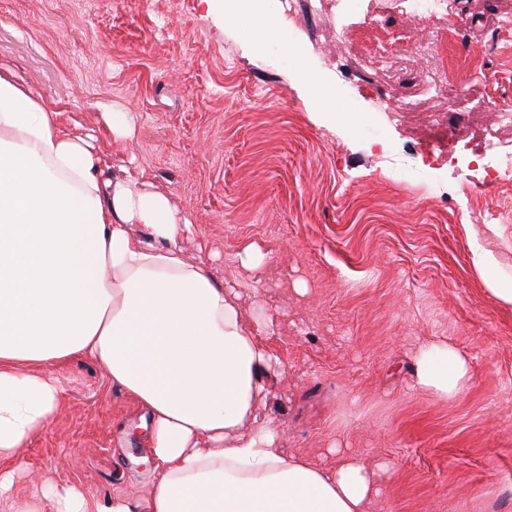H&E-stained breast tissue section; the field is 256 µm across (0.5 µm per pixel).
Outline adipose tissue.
Instances as JSON below:
<instances>
[{
	"mask_svg": "<svg viewBox=\"0 0 512 512\" xmlns=\"http://www.w3.org/2000/svg\"><path fill=\"white\" fill-rule=\"evenodd\" d=\"M145 236H135L132 225ZM193 226L144 175L112 172L94 134L64 129L0 65V460L40 435L64 388L50 367L86 356L147 413L145 497L58 495L54 512H385L387 473L347 448L287 455L255 408L284 370L271 319L178 246ZM417 387L453 400L470 366L422 347Z\"/></svg>",
	"mask_w": 512,
	"mask_h": 512,
	"instance_id": "1",
	"label": "adipose tissue"
}]
</instances>
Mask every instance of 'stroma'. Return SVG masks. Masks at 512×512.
I'll return each instance as SVG.
<instances>
[{"label":"stroma","instance_id":"1","mask_svg":"<svg viewBox=\"0 0 512 512\" xmlns=\"http://www.w3.org/2000/svg\"><path fill=\"white\" fill-rule=\"evenodd\" d=\"M512 0H454L452 24L418 40L382 0L378 21L349 12V42L314 12L255 46L254 16L205 0H0V62L12 65L75 133L111 135L101 112L131 113L110 163L143 173L194 226L184 258L240 294L246 322L270 316L286 368L258 403L284 452L334 444L389 464L392 512H512V305L482 260L512 282V185L482 184L474 155L512 166L462 132L512 111V41L492 17ZM422 114L392 120L389 90ZM471 90L472 102L448 93ZM408 173L390 178L381 156ZM262 263L245 265V250ZM445 342L470 363L457 399L418 389L414 356ZM64 387L45 431L0 463L16 500L53 512L75 488L104 503L144 496L139 407L92 360L53 371ZM495 260L491 255H488L483 260V268L487 273L486 282L489 287L490 293L501 303L512 305V283L510 285L498 282L490 274Z\"/></svg>","mask_w":512,"mask_h":512}]
</instances>
